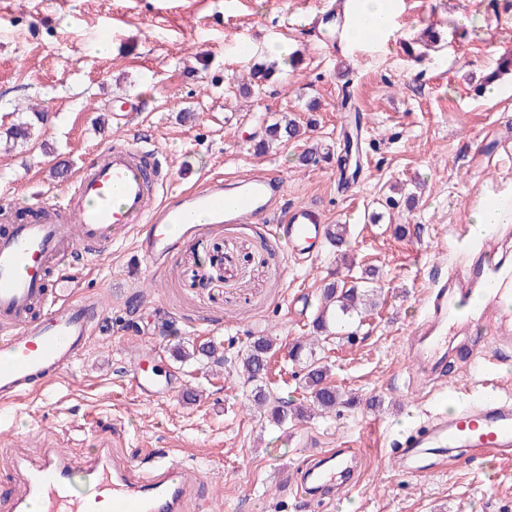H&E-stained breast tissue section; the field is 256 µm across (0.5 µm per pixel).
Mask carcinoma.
Masks as SVG:
<instances>
[{
  "instance_id": "obj_1",
  "label": "carcinoma",
  "mask_w": 512,
  "mask_h": 512,
  "mask_svg": "<svg viewBox=\"0 0 512 512\" xmlns=\"http://www.w3.org/2000/svg\"><path fill=\"white\" fill-rule=\"evenodd\" d=\"M272 74V69L265 64L255 63L249 69L248 75L240 79L241 85L238 91L249 93L253 88L262 85ZM46 121L45 114L34 112L33 118L11 124L5 130V139L12 143L25 141L32 136L33 127ZM266 138L260 140L256 150L263 152L269 142L276 140L281 143L296 139L301 135L299 122L286 116L277 119L265 129ZM372 286L367 277L360 276L351 283L340 284L332 282L324 286L322 307L313 321V328L318 335L306 339L297 340L291 348L292 360L302 365L303 382L310 391L309 410L294 406L292 400L277 396L270 392H264L253 396V402L260 408L266 409L272 422L282 425L294 418L307 415V412L328 415L338 413L343 407L350 405L343 393L335 386L325 384L328 377V368L315 358V345L322 339L330 336H354L366 321L365 313L373 306L371 299ZM276 344L273 336H260L255 338L237 351L234 363L238 372L247 382H255L262 378L267 370L268 358ZM183 358H195L202 355L217 365L228 363V356L217 355L216 349L211 345H201L191 350L180 351Z\"/></svg>"
}]
</instances>
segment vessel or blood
Listing matches in <instances>:
<instances>
[{
  "instance_id": "1",
  "label": "vessel or blood",
  "mask_w": 512,
  "mask_h": 512,
  "mask_svg": "<svg viewBox=\"0 0 512 512\" xmlns=\"http://www.w3.org/2000/svg\"><path fill=\"white\" fill-rule=\"evenodd\" d=\"M147 151L129 142L97 150L79 171L62 204L32 205L23 223L0 227V402L8 403L55 381L88 347L102 310L91 297H77L76 256L80 250H104L133 236L134 247L151 264L161 263L176 247L175 228L199 231L196 212L213 224H252L269 219L278 238L301 261L313 260L323 244L322 212L310 204L287 201L285 178L270 170L242 177L215 176L199 187L161 196L157 180L142 166ZM494 269L459 266L433 288L421 324L408 345L420 373H438L445 364L448 319L456 300L473 296ZM512 358V337L495 336L467 354L472 370ZM133 384L147 398L162 395L143 362L133 367ZM464 448L478 458L512 459V398L490 397L448 415L435 416L393 452L413 475L427 472L431 450ZM335 457L322 454L306 462L294 494L309 512L322 487L351 491L353 477L337 478ZM211 481L189 472L172 448H152L135 462L115 460L108 446L80 462L58 448L40 457L12 458L7 467V512H195Z\"/></svg>"
}]
</instances>
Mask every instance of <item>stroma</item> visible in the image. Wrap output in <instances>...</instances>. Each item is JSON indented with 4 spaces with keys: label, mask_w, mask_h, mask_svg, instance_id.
Returning a JSON list of instances; mask_svg holds the SVG:
<instances>
[{
    "label": "stroma",
    "mask_w": 512,
    "mask_h": 512,
    "mask_svg": "<svg viewBox=\"0 0 512 512\" xmlns=\"http://www.w3.org/2000/svg\"><path fill=\"white\" fill-rule=\"evenodd\" d=\"M334 0H0V126L48 120L25 148L0 144V210L40 194L62 198L73 174L115 140L148 142L162 156L165 192L216 175L277 169L288 200L317 206L348 227L343 248L323 245L301 265L269 223L212 224L181 237L155 268L130 240L89 255L75 292L100 298L87 350L45 389L1 407L0 459L15 449L60 445L78 454L99 444L138 457L175 448L183 464L213 479L207 512H298L286 501L294 469L310 455L352 444L361 452L352 495L322 512H512V461L490 464L455 448L421 476L407 473L392 442L447 401L486 396L477 373L448 358L445 380L406 381L407 338L423 312L435 265L446 273L498 244L512 270V225L459 238L487 192L512 193V162L494 159L512 132V10L493 0H392V36L356 44L308 27ZM505 20L488 28L487 15ZM290 27V38L281 30ZM440 36L422 46L425 28ZM288 41L295 65L280 64L249 97L230 93L235 75L268 61L269 43ZM107 51H99V42ZM250 53L237 51L239 43ZM486 83L484 94L474 87ZM154 103L130 111L137 96ZM350 97L362 116V171L339 182ZM128 112L118 124L113 113ZM294 115L304 138L259 155L263 119ZM318 145L326 159L303 167ZM421 233L403 237L400 224ZM378 276L379 305L355 338L324 355L329 380L354 404L338 414L277 426L250 415V387L227 369L176 359L180 344L241 348L248 337H278L262 384L303 403L300 367L288 352L311 335L324 285L366 269ZM171 396L139 395L129 370L141 355Z\"/></svg>",
    "instance_id": "1"
}]
</instances>
